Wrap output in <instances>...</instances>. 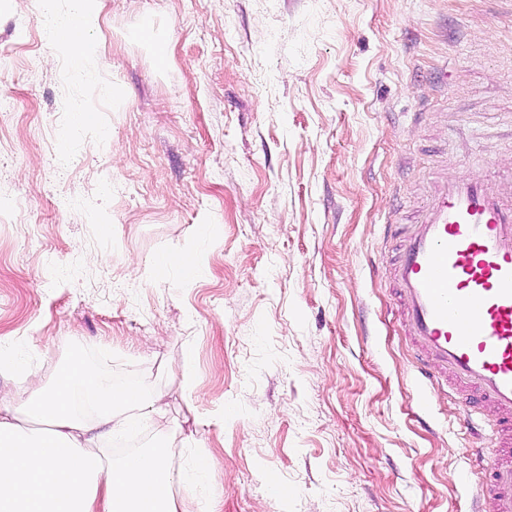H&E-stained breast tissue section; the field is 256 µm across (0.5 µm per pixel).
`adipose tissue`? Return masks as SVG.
<instances>
[{
    "label": "adipose tissue",
    "instance_id": "1",
    "mask_svg": "<svg viewBox=\"0 0 512 512\" xmlns=\"http://www.w3.org/2000/svg\"><path fill=\"white\" fill-rule=\"evenodd\" d=\"M97 3L70 0L62 12L55 0H41L49 38L73 64L95 50ZM80 394L94 397L97 424L79 416ZM148 414L139 389H104L84 363L61 366L52 383L22 393L0 388V512H181L164 444L116 463L99 452L105 435Z\"/></svg>",
    "mask_w": 512,
    "mask_h": 512
}]
</instances>
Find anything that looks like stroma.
<instances>
[{
	"label": "stroma",
	"instance_id": "stroma-1",
	"mask_svg": "<svg viewBox=\"0 0 512 512\" xmlns=\"http://www.w3.org/2000/svg\"><path fill=\"white\" fill-rule=\"evenodd\" d=\"M100 8L81 78L0 0V385H137L221 512H474L493 411L415 368L388 227L462 173L512 197V0Z\"/></svg>",
	"mask_w": 512,
	"mask_h": 512
}]
</instances>
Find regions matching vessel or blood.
Segmentation results:
<instances>
[{
    "label": "vessel or blood",
    "instance_id": "vessel-or-blood-1",
    "mask_svg": "<svg viewBox=\"0 0 512 512\" xmlns=\"http://www.w3.org/2000/svg\"><path fill=\"white\" fill-rule=\"evenodd\" d=\"M393 235L394 292L420 373L493 406L500 452L486 459L477 498L512 512V199L476 175L446 179Z\"/></svg>",
    "mask_w": 512,
    "mask_h": 512
}]
</instances>
